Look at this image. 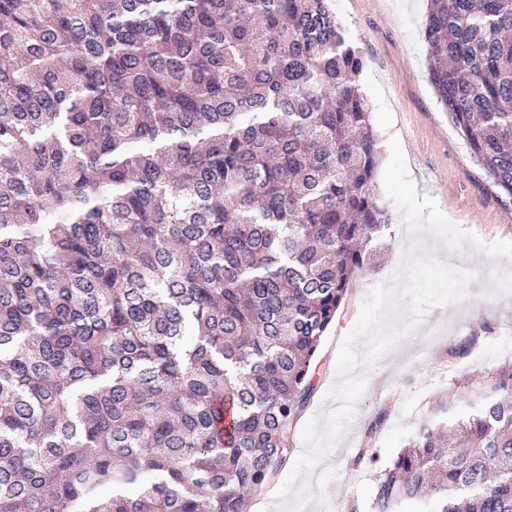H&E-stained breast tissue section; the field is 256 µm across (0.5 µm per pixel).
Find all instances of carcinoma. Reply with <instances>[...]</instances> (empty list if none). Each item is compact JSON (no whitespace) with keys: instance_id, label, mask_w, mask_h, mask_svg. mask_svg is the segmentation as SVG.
<instances>
[{"instance_id":"carcinoma-1","label":"carcinoma","mask_w":512,"mask_h":512,"mask_svg":"<svg viewBox=\"0 0 512 512\" xmlns=\"http://www.w3.org/2000/svg\"><path fill=\"white\" fill-rule=\"evenodd\" d=\"M438 102L512 198V0H428ZM329 0H0V512H243L393 225ZM480 324L449 351L467 356ZM370 512H512V360Z\"/></svg>"}]
</instances>
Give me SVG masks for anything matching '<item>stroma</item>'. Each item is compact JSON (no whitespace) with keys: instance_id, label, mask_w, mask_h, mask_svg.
Returning a JSON list of instances; mask_svg holds the SVG:
<instances>
[{"instance_id":"35a3bbf8","label":"stroma","mask_w":512,"mask_h":512,"mask_svg":"<svg viewBox=\"0 0 512 512\" xmlns=\"http://www.w3.org/2000/svg\"><path fill=\"white\" fill-rule=\"evenodd\" d=\"M363 59L362 90L381 147L379 190L392 246L360 275L324 337L317 391L298 422L287 467L243 512H336L368 504L372 475L349 459L379 410L382 457L455 375H486L512 358V198L475 161L427 72V0H330ZM475 353L448 349L479 322Z\"/></svg>"}]
</instances>
